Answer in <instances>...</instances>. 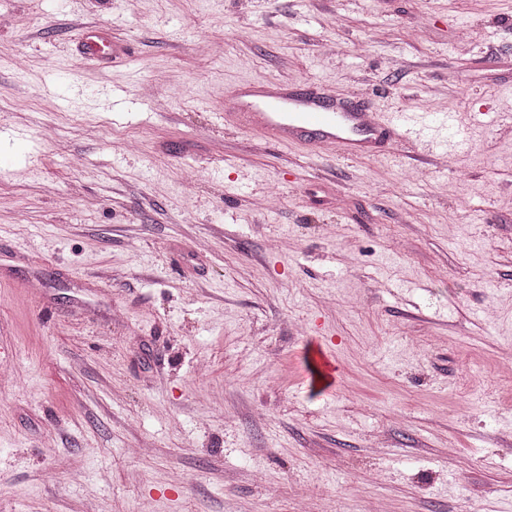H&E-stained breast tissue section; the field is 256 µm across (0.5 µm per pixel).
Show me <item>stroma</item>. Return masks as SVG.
Returning a JSON list of instances; mask_svg holds the SVG:
<instances>
[{
    "instance_id": "stroma-1",
    "label": "stroma",
    "mask_w": 512,
    "mask_h": 512,
    "mask_svg": "<svg viewBox=\"0 0 512 512\" xmlns=\"http://www.w3.org/2000/svg\"><path fill=\"white\" fill-rule=\"evenodd\" d=\"M511 75L512 0H0V512H512ZM244 80L486 114L344 160ZM124 47L115 42L112 36L97 27L86 28L77 44V54L85 61H104L114 59Z\"/></svg>"
}]
</instances>
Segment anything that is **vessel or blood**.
<instances>
[{"mask_svg":"<svg viewBox=\"0 0 512 512\" xmlns=\"http://www.w3.org/2000/svg\"><path fill=\"white\" fill-rule=\"evenodd\" d=\"M122 50L121 44L97 27L86 28L77 45V54L85 61L109 60ZM224 109L246 130L319 153L331 151L343 159L396 158L410 144L421 142L425 148L414 159L424 163L448 149L447 141L429 132L433 113L395 112L387 117L308 82L246 81L226 90Z\"/></svg>","mask_w":512,"mask_h":512,"instance_id":"1","label":"vessel or blood"}]
</instances>
